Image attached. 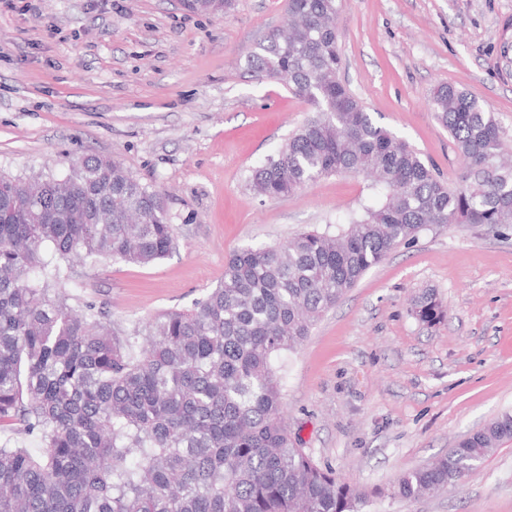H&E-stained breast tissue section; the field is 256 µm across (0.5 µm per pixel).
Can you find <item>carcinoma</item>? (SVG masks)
I'll list each match as a JSON object with an SVG mask.
<instances>
[{
    "instance_id": "carcinoma-1",
    "label": "carcinoma",
    "mask_w": 512,
    "mask_h": 512,
    "mask_svg": "<svg viewBox=\"0 0 512 512\" xmlns=\"http://www.w3.org/2000/svg\"><path fill=\"white\" fill-rule=\"evenodd\" d=\"M184 5L222 13L215 0ZM336 13V0H288V25L246 55L247 71L312 112L249 187L276 198L362 172L370 193L334 233L235 252L189 309L119 335L105 307L76 308L61 288L75 260L147 266L173 249L163 196L119 162L85 155L61 178L0 175V431L16 436L0 444V512H358L364 495L291 441L275 362L428 227L511 228L512 164L495 114L464 90L431 98L465 162L451 185L339 79L325 82L341 65ZM412 312L428 325L443 316L431 291ZM511 440L504 412L402 473L395 493L459 489Z\"/></svg>"
}]
</instances>
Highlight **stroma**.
<instances>
[{
    "mask_svg": "<svg viewBox=\"0 0 512 512\" xmlns=\"http://www.w3.org/2000/svg\"><path fill=\"white\" fill-rule=\"evenodd\" d=\"M340 81L441 178L465 164L430 107L442 85L494 112L512 145V0H339ZM287 0H233L219 16L181 0H0V174L65 175L87 154L160 192L176 247L149 266L74 265V304L133 332L192 307L246 246L335 224L363 175L259 197L249 171L309 115L244 58L283 26ZM433 291L435 325L411 312ZM296 446L365 493L360 512H512V441L461 491L403 499L397 477L512 410V230L440 224L371 268L278 361Z\"/></svg>",
    "mask_w": 512,
    "mask_h": 512,
    "instance_id": "1",
    "label": "stroma"
}]
</instances>
